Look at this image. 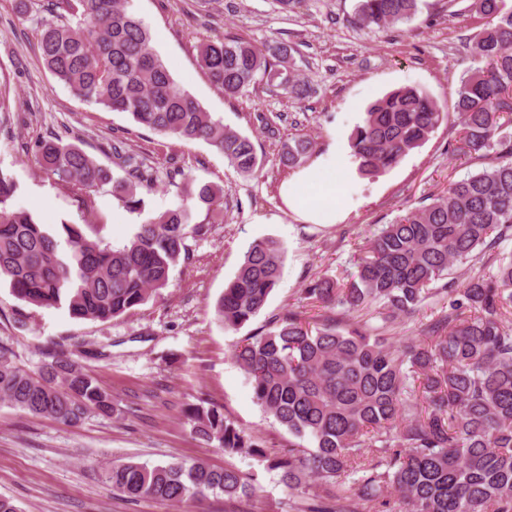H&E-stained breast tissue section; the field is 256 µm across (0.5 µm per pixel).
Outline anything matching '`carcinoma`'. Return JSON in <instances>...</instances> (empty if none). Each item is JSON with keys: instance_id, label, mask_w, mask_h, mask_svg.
I'll list each match as a JSON object with an SVG mask.
<instances>
[{"instance_id": "cac0c4a2", "label": "carcinoma", "mask_w": 512, "mask_h": 512, "mask_svg": "<svg viewBox=\"0 0 512 512\" xmlns=\"http://www.w3.org/2000/svg\"><path fill=\"white\" fill-rule=\"evenodd\" d=\"M491 19L472 39L485 63L462 78L454 112L453 154H480L481 170L391 224L358 249L356 271L344 283L310 281L304 298L327 308L314 324L296 312L244 337L232 356L249 376L257 403L293 437L286 448H265L204 399L186 418L198 439L228 457L249 456L279 473L291 491L309 495L303 512H512V11L502 0H473ZM20 23L33 24L42 67L74 95L161 136L214 147L230 165L251 174L252 140L212 118L181 89L151 45L142 21L124 0H14ZM419 0H359L355 22L388 27L410 21ZM76 18L71 22L69 17ZM285 43L257 45L217 38L201 45L200 62L224 95L241 94L256 78L294 98L307 84L289 66ZM449 119L439 101L418 87L376 100L350 137L362 178H375L421 147ZM313 149L306 136L284 144L280 162L294 167ZM38 168L71 190L106 185L130 213L162 183L159 170L114 136L102 152L106 166L59 134L31 147ZM184 203L139 224L115 248L88 231L92 224H43L13 210L17 186L0 171V278L12 294L38 308L66 307L79 320L110 322L146 304L169 284L170 271L190 259L188 239L210 233L223 191L184 176ZM206 211L192 222V210ZM283 249L254 243L215 307L217 320L237 331L266 305L280 275ZM482 263L464 285H448L456 267ZM433 299L440 315L418 336H396ZM30 373L0 346V399L33 416L76 425L88 412L112 417V394L63 351ZM112 491L129 500L179 504L219 492L228 501L258 496L254 473L228 463L115 462L104 472Z\"/></svg>"}]
</instances>
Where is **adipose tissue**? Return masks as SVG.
<instances>
[{
  "mask_svg": "<svg viewBox=\"0 0 512 512\" xmlns=\"http://www.w3.org/2000/svg\"><path fill=\"white\" fill-rule=\"evenodd\" d=\"M335 170L336 156L331 153L319 164L293 174L282 188L288 209L314 223L323 218L335 219L342 195V188L334 177Z\"/></svg>",
  "mask_w": 512,
  "mask_h": 512,
  "instance_id": "adipose-tissue-1",
  "label": "adipose tissue"
}]
</instances>
